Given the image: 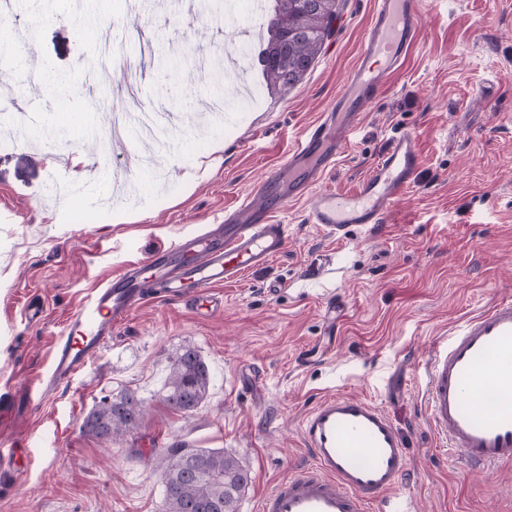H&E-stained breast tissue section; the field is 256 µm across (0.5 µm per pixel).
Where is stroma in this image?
Listing matches in <instances>:
<instances>
[{
  "label": "stroma",
  "mask_w": 512,
  "mask_h": 512,
  "mask_svg": "<svg viewBox=\"0 0 512 512\" xmlns=\"http://www.w3.org/2000/svg\"><path fill=\"white\" fill-rule=\"evenodd\" d=\"M35 43L0 27V512H163L159 453L177 444L229 452L252 482L239 512L307 466L300 422L321 396H360L399 427L409 469L397 491L416 512H512V463L471 468L442 454L425 410L437 340L487 304L512 298V0H435L405 68L369 104L319 190L355 189L398 131L422 157L385 229L344 240L307 221V200L279 218L285 252L224 287V309L195 314L151 301L115 331L72 383L40 392L51 345L93 289L171 238L221 223L288 153L358 60L374 0H338L314 68L288 92L262 90L228 123L203 114L211 71L241 39L206 0H11ZM180 57L177 68L163 56ZM142 63L139 105L170 156L148 138L112 137L115 74ZM62 78L65 93L51 83ZM176 98L196 111L169 124ZM100 137L85 138L89 128ZM137 178L140 196H122ZM44 309L28 323V304ZM198 349L213 373L192 413L163 400L172 358ZM130 391L140 426L112 442L82 428L104 399Z\"/></svg>",
  "instance_id": "stroma-1"
}]
</instances>
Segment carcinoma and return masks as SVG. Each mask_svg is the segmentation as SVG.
<instances>
[{"label": "carcinoma", "instance_id": "1", "mask_svg": "<svg viewBox=\"0 0 512 512\" xmlns=\"http://www.w3.org/2000/svg\"><path fill=\"white\" fill-rule=\"evenodd\" d=\"M338 0H274L265 12L269 37L261 51L267 86L288 91L313 68L332 31ZM210 372L197 350L184 347L173 359L164 384L167 405L184 414L207 396ZM144 406L132 394L119 395L91 411L83 428L110 440L137 428ZM163 483V512H238L250 481L248 465L232 454L209 448L174 447L158 462Z\"/></svg>", "mask_w": 512, "mask_h": 512}]
</instances>
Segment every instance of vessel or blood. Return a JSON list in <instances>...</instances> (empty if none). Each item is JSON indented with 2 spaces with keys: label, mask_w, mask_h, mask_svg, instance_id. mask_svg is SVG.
<instances>
[{
  "label": "vessel or blood",
  "mask_w": 512,
  "mask_h": 512,
  "mask_svg": "<svg viewBox=\"0 0 512 512\" xmlns=\"http://www.w3.org/2000/svg\"><path fill=\"white\" fill-rule=\"evenodd\" d=\"M421 0H376L360 59L328 112L304 134L286 160L259 183L258 201L226 216L224 235L178 236L166 247L127 264L67 318L53 342L44 386L70 382L98 356L150 289L214 313L224 308L225 286L281 255L288 227L277 220L285 201L308 199L309 223L344 238L358 229L380 231L392 206L414 184L422 159L408 132L393 135L379 161L355 190L314 193L336 163L353 129L416 41ZM431 420L446 447L470 466L512 462V300L491 304L453 329L426 365ZM311 463L280 480L258 512H414L397 495L409 453L400 429L372 401L327 394L301 425Z\"/></svg>",
  "instance_id": "obj_1"
}]
</instances>
